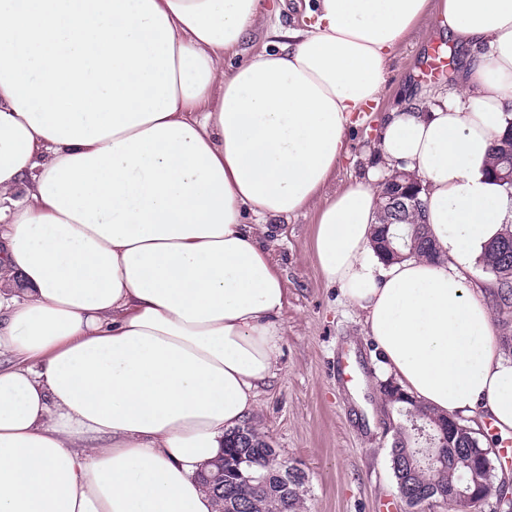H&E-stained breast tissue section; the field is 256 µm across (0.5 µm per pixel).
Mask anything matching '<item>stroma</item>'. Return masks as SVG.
<instances>
[{"mask_svg":"<svg viewBox=\"0 0 512 512\" xmlns=\"http://www.w3.org/2000/svg\"><path fill=\"white\" fill-rule=\"evenodd\" d=\"M449 50L428 22L398 44L376 103L353 124L336 172L309 207L272 224L269 242L286 288L276 377L256 398L252 423L282 459L305 476L303 512H410L400 499L389 448L393 433L377 416L385 380L380 351L364 333L361 312L322 274L313 249L325 199L360 179L376 163L372 138L386 112L407 96L422 101L454 92L442 57ZM349 365V382L337 379L335 361Z\"/></svg>","mask_w":512,"mask_h":512,"instance_id":"35a3bbf8","label":"stroma"}]
</instances>
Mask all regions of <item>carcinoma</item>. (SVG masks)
Returning <instances> with one entry per match:
<instances>
[{"label": "carcinoma", "mask_w": 512, "mask_h": 512, "mask_svg": "<svg viewBox=\"0 0 512 512\" xmlns=\"http://www.w3.org/2000/svg\"><path fill=\"white\" fill-rule=\"evenodd\" d=\"M512 143V126L494 144L492 162L495 175L504 188L512 183V159L505 153L504 146ZM396 247L408 251L411 256H426L431 253L427 225L409 224L407 237H393ZM485 272L494 277L498 284L499 313L504 315L503 324H508L506 316L512 313V230L504 233L489 246L488 255L483 259ZM396 432L390 447V458L394 472L403 480V486L414 500L413 506L430 504V501L448 492V488L458 482L459 476L469 472L468 461L473 454H490L489 449L480 446L478 439H465L457 448H444L443 461L431 469L410 467L407 458L415 455V449L424 445V439L416 436L413 430L403 427L405 419ZM242 431L253 442L250 452L254 454L252 473L259 477L265 473L261 452L266 448V440L256 427L246 424ZM225 494L238 504L237 512H294L297 501L293 492H279L278 496H268L255 480H242L225 489Z\"/></svg>", "instance_id": "obj_1"}]
</instances>
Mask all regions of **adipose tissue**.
<instances>
[{
  "label": "adipose tissue",
  "mask_w": 512,
  "mask_h": 512,
  "mask_svg": "<svg viewBox=\"0 0 512 512\" xmlns=\"http://www.w3.org/2000/svg\"><path fill=\"white\" fill-rule=\"evenodd\" d=\"M0 0V512H214L198 474L274 376L269 220L318 196L422 17L458 89L388 112L378 166L322 208L326 279L396 385L512 436V358L468 279L512 224L488 175L512 119V0ZM281 38L225 68L257 21ZM438 257L372 245L390 170ZM404 176L405 174L395 175L390 180L385 181L381 192L382 198L399 213H417L423 205L419 197L421 192L420 180L418 181L417 178L407 175L405 181H402L401 178Z\"/></svg>",
  "instance_id": "ef3b65f1"
}]
</instances>
